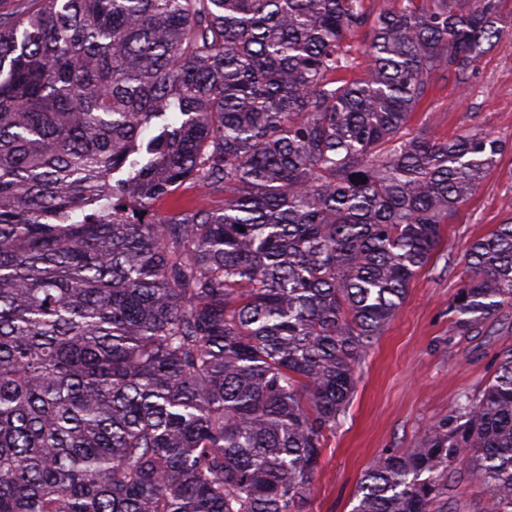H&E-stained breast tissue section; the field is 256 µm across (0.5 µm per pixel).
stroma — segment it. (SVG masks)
<instances>
[{
    "label": "stroma",
    "mask_w": 512,
    "mask_h": 512,
    "mask_svg": "<svg viewBox=\"0 0 512 512\" xmlns=\"http://www.w3.org/2000/svg\"><path fill=\"white\" fill-rule=\"evenodd\" d=\"M432 85L408 134L427 131L445 140L476 126L502 138L505 147L454 223L446 225L439 257L412 280L387 329L362 355L346 412L327 435L310 512H351L372 463L446 422L456 400L476 395L491 378L497 356L512 349V307L471 333L448 310L464 276L468 243L512 216V34L482 58L467 84L439 73Z\"/></svg>",
    "instance_id": "obj_1"
}]
</instances>
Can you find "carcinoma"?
Returning a JSON list of instances; mask_svg holds the SVG:
<instances>
[{"instance_id":"obj_1","label":"carcinoma","mask_w":512,"mask_h":512,"mask_svg":"<svg viewBox=\"0 0 512 512\" xmlns=\"http://www.w3.org/2000/svg\"><path fill=\"white\" fill-rule=\"evenodd\" d=\"M28 2L0 12V512H309L361 353L503 150L405 129L512 23L498 0ZM464 259L467 330L512 305V219ZM468 480L512 512V349L352 512H448Z\"/></svg>"}]
</instances>
